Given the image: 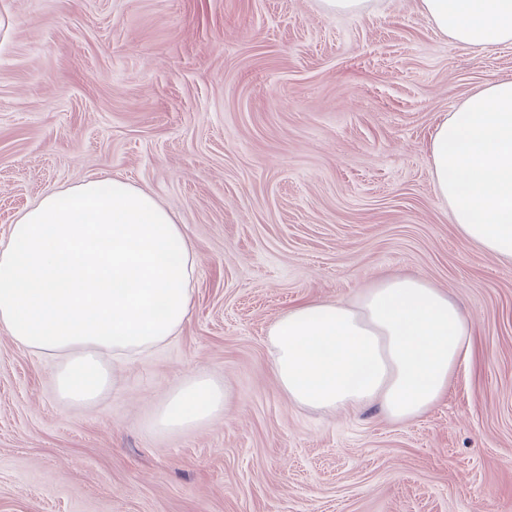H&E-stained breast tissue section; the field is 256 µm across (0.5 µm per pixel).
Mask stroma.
Returning a JSON list of instances; mask_svg holds the SVG:
<instances>
[{"instance_id": "35a3bbf8", "label": "stroma", "mask_w": 512, "mask_h": 512, "mask_svg": "<svg viewBox=\"0 0 512 512\" xmlns=\"http://www.w3.org/2000/svg\"><path fill=\"white\" fill-rule=\"evenodd\" d=\"M499 78L512 44L468 51L418 0H0V242L45 193L119 177L200 259L181 331L93 405L0 330V512H512V263L460 234L430 156ZM391 274L472 323L447 394L405 423L288 401L268 325ZM202 371L223 413L153 431Z\"/></svg>"}]
</instances>
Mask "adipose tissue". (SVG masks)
I'll return each instance as SVG.
<instances>
[{
	"mask_svg": "<svg viewBox=\"0 0 512 512\" xmlns=\"http://www.w3.org/2000/svg\"><path fill=\"white\" fill-rule=\"evenodd\" d=\"M419 9L474 51L512 43V0H419ZM436 193L483 252L512 262V79L470 95L435 128ZM198 259L173 212L120 178L45 194L0 243V329L50 361L58 398L96 401L122 362L167 343L192 304ZM268 363L297 406L334 414L375 405L404 422L433 407L468 359L471 325L440 289L389 275L352 304L310 301L267 331ZM226 391L197 374L152 415L161 434L196 428L224 410Z\"/></svg>",
	"mask_w": 512,
	"mask_h": 512,
	"instance_id": "ef3b65f1",
	"label": "adipose tissue"
}]
</instances>
